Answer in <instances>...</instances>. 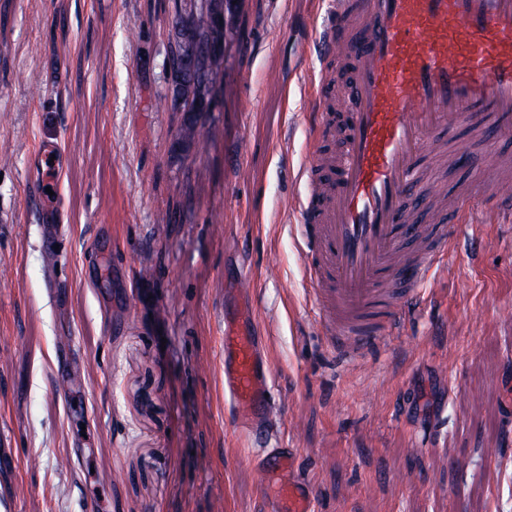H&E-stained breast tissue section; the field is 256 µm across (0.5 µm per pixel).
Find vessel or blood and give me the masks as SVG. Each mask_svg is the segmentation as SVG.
<instances>
[{
	"mask_svg": "<svg viewBox=\"0 0 512 512\" xmlns=\"http://www.w3.org/2000/svg\"><path fill=\"white\" fill-rule=\"evenodd\" d=\"M317 99L335 97L345 117L327 176L298 201L305 273L327 303L331 346L351 358L394 335L425 276L459 229L512 222V180L478 183L482 212L459 204L448 224H423L437 184L426 178L434 150L467 120L481 139L512 131V0H335L320 32ZM256 318L224 312V402L254 435L277 406L272 362ZM262 477L283 474L266 512H312V486L294 448H259Z\"/></svg>",
	"mask_w": 512,
	"mask_h": 512,
	"instance_id": "vessel-or-blood-1",
	"label": "vessel or blood"
}]
</instances>
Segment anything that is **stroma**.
<instances>
[{
  "mask_svg": "<svg viewBox=\"0 0 512 512\" xmlns=\"http://www.w3.org/2000/svg\"><path fill=\"white\" fill-rule=\"evenodd\" d=\"M192 0H0V498L14 512H263L225 418L224 287L274 368V448L314 512H512V223L472 224L400 335L343 360L292 211L332 0H236L221 87L184 142L170 69ZM428 174L451 196L512 134ZM52 148V160L43 149ZM251 176L236 178L237 164ZM169 223H159L161 215Z\"/></svg>",
  "mask_w": 512,
  "mask_h": 512,
  "instance_id": "35a3bbf8",
  "label": "stroma"
}]
</instances>
